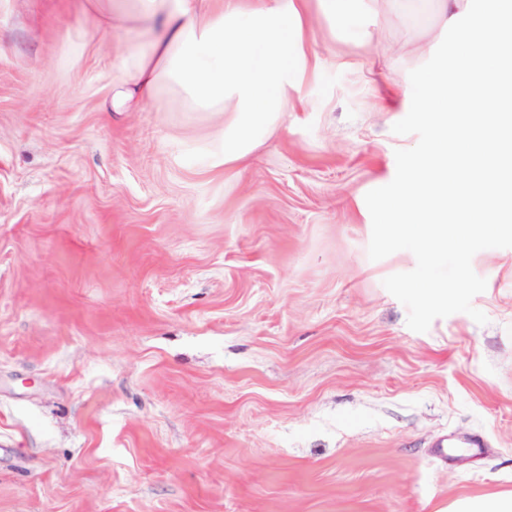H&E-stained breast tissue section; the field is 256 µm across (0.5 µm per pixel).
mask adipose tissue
<instances>
[{"instance_id":"obj_1","label":"adipose tissue","mask_w":512,"mask_h":512,"mask_svg":"<svg viewBox=\"0 0 512 512\" xmlns=\"http://www.w3.org/2000/svg\"><path fill=\"white\" fill-rule=\"evenodd\" d=\"M97 30L132 18L146 46L121 45L114 67L112 109L131 112L177 91L194 112H220L224 133L211 149L218 168L244 160L303 107L300 89L320 72L322 45L313 14L335 20L367 12V0H78Z\"/></svg>"}]
</instances>
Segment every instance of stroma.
Returning a JSON list of instances; mask_svg holds the SVG:
<instances>
[{"mask_svg":"<svg viewBox=\"0 0 512 512\" xmlns=\"http://www.w3.org/2000/svg\"><path fill=\"white\" fill-rule=\"evenodd\" d=\"M279 134L214 168L220 112L110 109L115 52L70 0H0V512H442L512 492V248L419 333L368 256L365 195L416 135L390 77L436 9L369 0ZM480 435L483 455L437 440Z\"/></svg>","mask_w":512,"mask_h":512,"instance_id":"obj_1","label":"stroma"}]
</instances>
